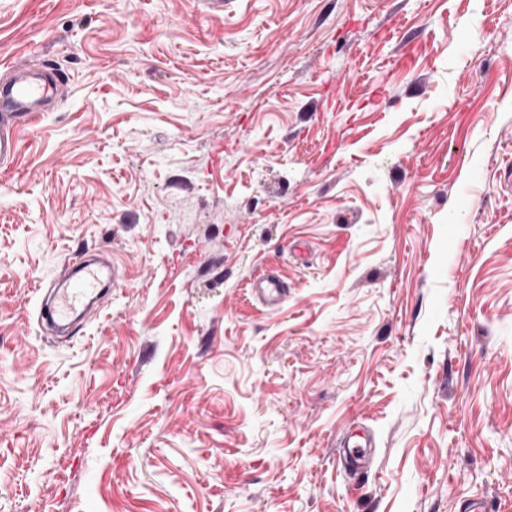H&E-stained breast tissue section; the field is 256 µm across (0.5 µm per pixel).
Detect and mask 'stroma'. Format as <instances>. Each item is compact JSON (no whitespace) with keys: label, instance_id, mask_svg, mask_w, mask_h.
Instances as JSON below:
<instances>
[{"label":"stroma","instance_id":"stroma-1","mask_svg":"<svg viewBox=\"0 0 512 512\" xmlns=\"http://www.w3.org/2000/svg\"><path fill=\"white\" fill-rule=\"evenodd\" d=\"M26 58L65 97L0 165V512H512V0H0ZM87 256L121 282L56 335ZM250 288L261 301L271 307L280 305L285 297V289L280 280L265 275L253 280Z\"/></svg>","mask_w":512,"mask_h":512}]
</instances>
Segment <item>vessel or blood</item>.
<instances>
[{
	"mask_svg": "<svg viewBox=\"0 0 512 512\" xmlns=\"http://www.w3.org/2000/svg\"><path fill=\"white\" fill-rule=\"evenodd\" d=\"M29 63L11 65L10 77L0 82V161L14 160L19 151L22 132L34 130L43 112L60 97L63 86L53 74L42 78H29ZM59 275L70 279L66 288L50 289L52 308L46 312L48 319L55 322H67L72 317L83 314L90 309L89 301L102 281L117 285L119 273H110L108 278H101L99 268L88 264L72 268L71 264L62 265ZM252 292L264 303L275 307L282 303L285 289L280 280L261 276L252 281Z\"/></svg>",
	"mask_w": 512,
	"mask_h": 512,
	"instance_id": "vessel-or-blood-1",
	"label": "vessel or blood"
}]
</instances>
